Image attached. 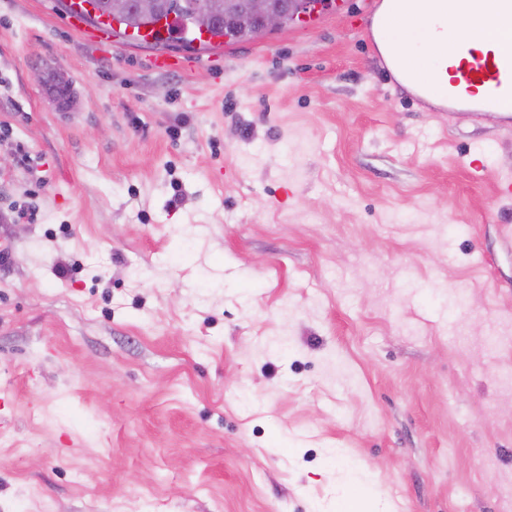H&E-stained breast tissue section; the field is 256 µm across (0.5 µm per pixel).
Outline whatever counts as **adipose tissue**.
Listing matches in <instances>:
<instances>
[{
  "mask_svg": "<svg viewBox=\"0 0 512 512\" xmlns=\"http://www.w3.org/2000/svg\"><path fill=\"white\" fill-rule=\"evenodd\" d=\"M466 17V26L451 29V16ZM495 0H384L375 20L381 43L399 55L419 80L447 98L462 52L486 53L492 29L502 27Z\"/></svg>",
  "mask_w": 512,
  "mask_h": 512,
  "instance_id": "ef3b65f1",
  "label": "adipose tissue"
}]
</instances>
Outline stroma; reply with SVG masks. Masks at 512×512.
<instances>
[{
	"label": "stroma",
	"mask_w": 512,
	"mask_h": 512,
	"mask_svg": "<svg viewBox=\"0 0 512 512\" xmlns=\"http://www.w3.org/2000/svg\"><path fill=\"white\" fill-rule=\"evenodd\" d=\"M380 2L156 72L0 0V512H512V126ZM43 95L52 99L61 108H66L71 95V83L60 80L57 74L51 71L45 82Z\"/></svg>",
	"instance_id": "1"
}]
</instances>
